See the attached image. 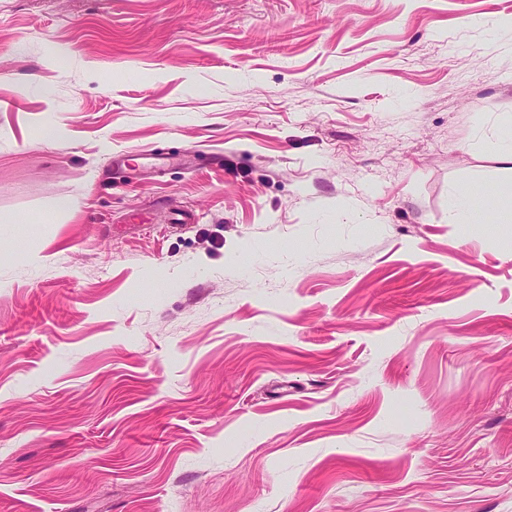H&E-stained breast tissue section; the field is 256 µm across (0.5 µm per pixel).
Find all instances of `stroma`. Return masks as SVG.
Wrapping results in <instances>:
<instances>
[{
	"instance_id": "obj_1",
	"label": "stroma",
	"mask_w": 512,
	"mask_h": 512,
	"mask_svg": "<svg viewBox=\"0 0 512 512\" xmlns=\"http://www.w3.org/2000/svg\"><path fill=\"white\" fill-rule=\"evenodd\" d=\"M511 139L512 0H0V512H512Z\"/></svg>"
}]
</instances>
